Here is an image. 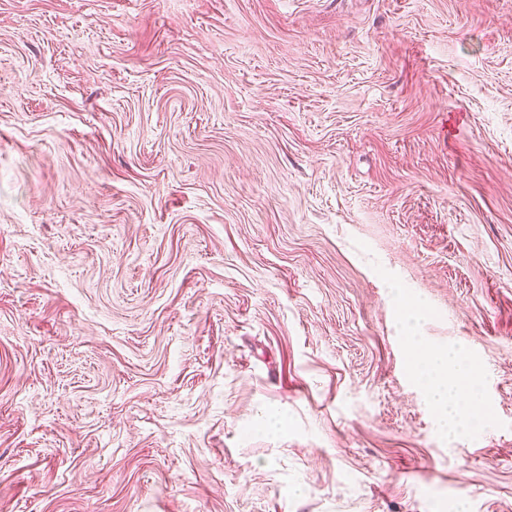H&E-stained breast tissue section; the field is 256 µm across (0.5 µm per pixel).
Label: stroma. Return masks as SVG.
<instances>
[{
    "label": "stroma",
    "instance_id": "obj_1",
    "mask_svg": "<svg viewBox=\"0 0 512 512\" xmlns=\"http://www.w3.org/2000/svg\"><path fill=\"white\" fill-rule=\"evenodd\" d=\"M0 512H512V0H0ZM412 346L417 351L416 377L427 389L442 428L455 436L469 433L472 415L484 412L478 406L480 400L475 388L478 382L473 367L463 350L429 353L416 341Z\"/></svg>",
    "mask_w": 512,
    "mask_h": 512
}]
</instances>
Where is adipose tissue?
Masks as SVG:
<instances>
[{"mask_svg":"<svg viewBox=\"0 0 512 512\" xmlns=\"http://www.w3.org/2000/svg\"><path fill=\"white\" fill-rule=\"evenodd\" d=\"M415 373L428 391L442 428L456 436L469 433L471 419L479 410V395L474 370L463 350L418 351Z\"/></svg>","mask_w":512,"mask_h":512,"instance_id":"ef3b65f1","label":"adipose tissue"}]
</instances>
